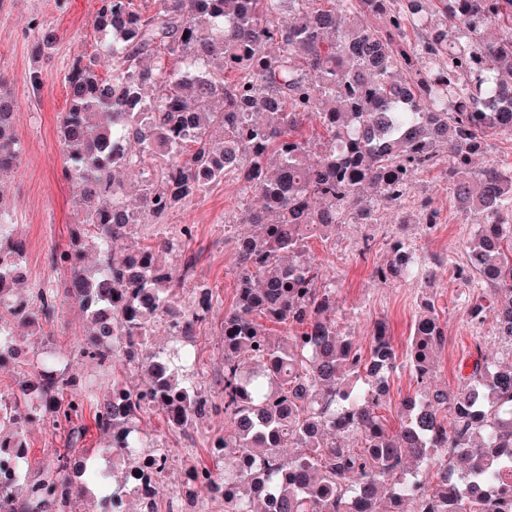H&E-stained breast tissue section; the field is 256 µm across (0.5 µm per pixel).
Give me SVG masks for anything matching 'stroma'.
<instances>
[{"label":"stroma","instance_id":"stroma-1","mask_svg":"<svg viewBox=\"0 0 512 512\" xmlns=\"http://www.w3.org/2000/svg\"><path fill=\"white\" fill-rule=\"evenodd\" d=\"M99 0H0V84L15 97L18 107L15 127L21 142L17 168L0 179V200L6 204L18 233L25 243V279L17 292L31 297L34 288L51 283L58 291L57 308L40 336L34 337L31 354L44 351L71 358L70 372L78 382L102 380L99 367L77 355L74 344L87 327L86 318L66 290L69 268L52 263L54 252L65 249L73 233L81 229L86 215L78 203L80 186L65 180L63 148L59 122L68 106L66 75L72 63L88 58L97 49L92 20ZM39 20L53 31L56 42L49 55H39L29 36L30 23ZM39 82H32V75ZM257 198H244L235 182L211 184L169 214L160 224H137L126 237L114 242L116 250L146 246L157 234L178 236L183 225H191L192 235L183 239L181 248L196 255L192 277L184 280L179 295L191 300L197 283L205 282L216 299L208 323L186 338L194 349L195 372L202 389L218 395L224 374L222 323L236 297V235L247 209L257 207ZM433 209L438 225L433 235L422 229L426 209ZM477 231L476 219H465L449 190L448 166L419 172L406 200L381 208L373 222L352 220L342 225L335 241H309L311 258L325 266L327 277L336 289V317L341 330L361 350H368L376 322H385L398 356H405L408 339L425 302H433L445 323L448 341L435 355L431 377L433 387H456L470 373L477 351L500 362L512 361V343L494 336L489 327L476 328L469 321L464 303L463 285L451 279L446 258L461 262ZM371 239L372 248L362 252L363 239ZM411 240L418 249L419 266L434 272L433 281H381L373 277L375 265L390 256L392 239ZM84 439L77 444L75 456L94 455L100 467L110 472L109 488L123 492L125 469L112 463L106 449L107 436L85 418ZM140 427L158 448L169 451L170 468L159 496L161 504L185 503L187 497L208 503L212 512H221V500L209 490L196 489L185 494L186 473L194 465H212L208 448L212 436L223 435L229 423L223 414L196 420L186 429L171 428L159 410L143 415ZM29 449V479H37L44 460L67 445V433L44 420L31 424L25 432Z\"/></svg>","mask_w":512,"mask_h":512}]
</instances>
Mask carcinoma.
I'll return each instance as SVG.
<instances>
[{"label":"carcinoma","instance_id":"obj_1","mask_svg":"<svg viewBox=\"0 0 512 512\" xmlns=\"http://www.w3.org/2000/svg\"><path fill=\"white\" fill-rule=\"evenodd\" d=\"M100 0L92 27L98 54L75 61L66 77L68 107L60 131L65 175L85 184L86 224L97 239L96 269L83 268V235L55 253L68 265V294L92 328L79 355L107 371L118 364L144 371L149 382H89L74 392L63 355L39 360L43 380L0 393V450L9 449L17 479L0 483V512H76L81 489L70 451L42 464L41 477L22 484L29 464L27 425L48 415L82 438L74 425L87 405L110 434L112 462L130 466L150 446L143 413L162 411L182 428L224 412L230 429L211 445L227 449L219 465L190 470V482L224 493V512H512L497 492L512 483V363L494 367L477 356L465 385L423 393L433 355L447 342L430 307L417 319L406 359L416 383L401 426L387 429L378 409L387 379L400 364L384 324L363 352L336 323L335 289L308 253L313 233L328 241L350 212L375 215L396 204L414 175L448 158L450 192L460 211L481 219L466 260L449 271L467 287L468 311L500 305L495 329L512 340V164L487 161L491 138L512 136V0ZM389 12L390 28H370L368 14ZM441 14L460 24L453 40L432 23ZM418 31L411 41L406 26ZM35 47L52 48L54 34L31 30ZM152 56L155 64L142 58ZM111 66L108 75L101 63ZM15 103L0 91V177L17 165ZM224 131L216 140L209 128ZM322 129L320 134L309 130ZM140 169V206L133 210L113 172ZM262 206L237 234L236 298L224 313V386L220 400L200 390L191 355L145 352L155 323L190 336L207 321L213 290L199 285L188 307L178 287L192 256L168 265L175 252L164 236L123 253L112 241L131 224H160L173 210L224 180ZM398 240L376 267L379 280L406 274ZM24 243L0 205V278L23 266ZM58 291L32 293L44 318ZM14 294L0 295V346L15 340L13 323L39 322ZM288 332L274 343L266 323ZM38 400H33V395ZM296 452L286 456L283 449ZM464 466L448 478L443 455ZM435 470L436 483L418 492L414 468Z\"/></svg>","mask_w":512,"mask_h":512}]
</instances>
